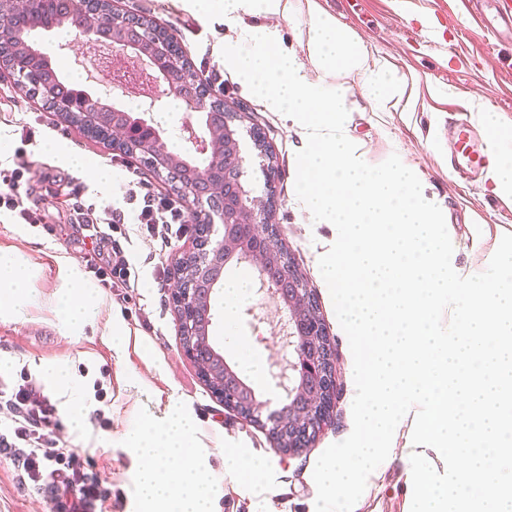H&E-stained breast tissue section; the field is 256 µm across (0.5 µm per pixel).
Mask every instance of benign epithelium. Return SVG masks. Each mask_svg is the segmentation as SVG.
Here are the masks:
<instances>
[{"label": "benign epithelium", "mask_w": 512, "mask_h": 512, "mask_svg": "<svg viewBox=\"0 0 512 512\" xmlns=\"http://www.w3.org/2000/svg\"><path fill=\"white\" fill-rule=\"evenodd\" d=\"M43 0H0V18H18L41 8ZM82 21L100 29L119 30L123 41L117 45L128 53L150 44V60L171 92L177 87L194 89L192 102L200 121L186 125L192 131L195 158L183 161L184 169L172 164V154L163 141L164 130L143 111L134 114L121 106L113 108L120 117L112 123L107 142L112 149L140 154L153 172L166 175L188 200L204 210L206 218L197 226L191 250L177 259V285L172 302L178 313L185 354L199 368L200 377L224 406L249 419L260 420L261 405L253 391L225 364L209 338L212 324L211 299L223 285L224 267L230 261L255 268L260 288L257 293L277 300L288 310L279 332L288 346V358L271 364L269 376L286 393L287 403L267 420L276 440H288L287 451L308 446L328 425L336 408L338 377L334 351L324 320L315 310V297L302 281L293 260L273 246L278 229L257 216L254 200L242 182L240 142L234 129L236 115L214 101L187 69L186 61L168 41L143 32L140 22L112 7L102 12L99 0H82ZM23 76L33 87L32 95L63 118L76 117L87 135L102 122L93 99L78 93L64 94L33 71L28 58L10 43L0 40V73Z\"/></svg>", "instance_id": "benign-epithelium-1"}]
</instances>
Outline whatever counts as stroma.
Listing matches in <instances>:
<instances>
[{
  "mask_svg": "<svg viewBox=\"0 0 512 512\" xmlns=\"http://www.w3.org/2000/svg\"><path fill=\"white\" fill-rule=\"evenodd\" d=\"M290 18L280 21L255 14L241 26L193 7L191 0H116L130 14L152 18L180 43L184 56L199 77L219 93L236 123L243 156V181L251 197L274 194L269 215L297 268L314 294L329 332L339 382L336 409L327 428L308 449L297 454L279 451L268 426L244 420L214 397L200 379L195 363L183 351L180 322L171 292L176 260L194 238L186 232L171 249L139 225L127 223L118 241L134 275L129 287L107 288L92 272L86 258L92 252L70 219L62 178H76L86 198L122 206L128 172L141 169L152 188L163 195L173 190L162 178L142 167L138 157L112 150L86 137L60 115L47 111L13 78L0 79V170L14 167L20 139L15 132L25 122L36 130L28 148L33 177L24 184L41 215L40 225L16 223L0 213V255L18 254L37 270L20 289L0 291V384L15 386L28 373L40 393L56 409L53 437L63 448L75 449L81 469L98 476L109 512H135V471L127 433L147 418H161L169 400L191 409L203 434L213 436L204 464L214 476L212 489L219 512H314L317 495L313 470L331 444L344 440L351 428L355 394L353 357L336 317L328 287L319 276L315 255L325 226L314 223L295 194L296 154L303 147L302 131L281 113L269 111L262 99L245 87L243 79L225 63L221 49L242 42V26L278 24L283 40L297 63L308 61L305 26L306 0H293ZM345 29L366 45L372 59L389 63L395 77L406 80L411 93L407 110H382L368 97L377 79L376 69L344 72L336 77L349 103L345 129L365 161L377 165L398 154L424 180L448 210L449 223L512 227V196L494 190L489 168L472 169L467 178L452 177L448 159L454 150L453 127L462 120L478 121L479 108L498 113L512 124V42L495 39L477 16L493 17L488 0H318ZM41 49L66 85L89 91L107 84L106 73L89 80L81 62L88 52L86 37L73 28L39 36ZM155 120L165 130L169 151L186 155L189 145L177 135L186 121H197L184 101L173 94L162 97ZM265 128L279 169L270 179L249 135L252 124ZM74 152L87 165L76 168L64 160ZM112 180L102 184L101 172ZM83 269L80 284L65 287L60 258ZM88 297L94 316L83 327L69 326L61 312V297ZM224 294L216 292L209 336L227 364L254 390L257 400L285 403L286 395L272 383L270 362L285 349L272 325L239 312L234 325L236 347L224 338ZM22 309L24 318L13 315ZM259 364L262 375L253 378L246 362ZM52 367L66 369L72 401L58 398ZM103 410L109 426H99L94 412ZM229 435L235 442L267 459L269 468L254 490H235L224 480V449L216 438ZM410 474L398 461L384 463L369 476L353 512H407ZM43 493L23 483L13 463L0 457V512H45Z\"/></svg>",
  "mask_w": 512,
  "mask_h": 512,
  "instance_id": "stroma-1",
  "label": "stroma"
}]
</instances>
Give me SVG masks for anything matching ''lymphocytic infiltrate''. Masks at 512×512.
Segmentation results:
<instances>
[{
	"label": "lymphocytic infiltrate",
	"mask_w": 512,
	"mask_h": 512,
	"mask_svg": "<svg viewBox=\"0 0 512 512\" xmlns=\"http://www.w3.org/2000/svg\"><path fill=\"white\" fill-rule=\"evenodd\" d=\"M35 138L30 126L21 128V145L15 152L16 166L9 175L0 178V210L13 212L27 224L38 223L37 212L20 193L32 164L27 159V145ZM84 188L72 183L69 197L73 201V221L86 231L89 239L103 240L104 226H115L125 221L126 213H133L135 223L146 227L150 235L160 238L162 247H170L173 240L187 230L189 211L184 202L155 192L139 177L129 179L123 199L125 208L102 206L82 201ZM0 403L11 415V427L0 434V450L28 475L35 486H48L51 495L50 512H102L104 497L97 477L75 466L73 449L59 447L48 431L56 415V408L38 395L31 382L0 390ZM51 457L58 461V469L45 473L40 469L41 459Z\"/></svg>",
	"instance_id": "lymphocytic-infiltrate-1"
}]
</instances>
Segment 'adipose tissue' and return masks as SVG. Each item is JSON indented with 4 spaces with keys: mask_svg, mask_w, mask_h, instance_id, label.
<instances>
[{
    "mask_svg": "<svg viewBox=\"0 0 512 512\" xmlns=\"http://www.w3.org/2000/svg\"><path fill=\"white\" fill-rule=\"evenodd\" d=\"M201 10L223 15L226 25L261 12L285 17L289 0H196ZM138 512H216L202 464L208 454L194 420L170 406L164 424L144 422L134 431Z\"/></svg>",
    "mask_w": 512,
    "mask_h": 512,
    "instance_id": "obj_1",
    "label": "adipose tissue"
}]
</instances>
